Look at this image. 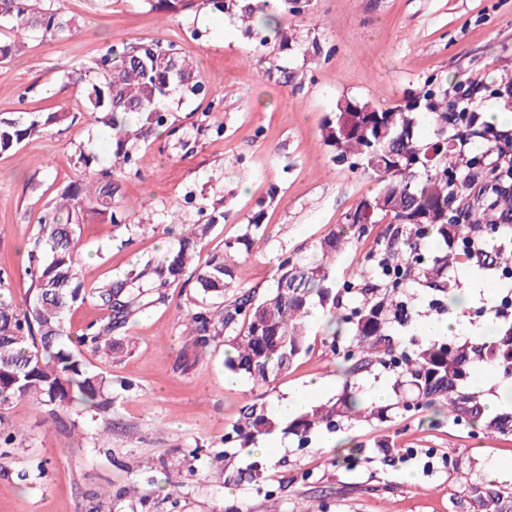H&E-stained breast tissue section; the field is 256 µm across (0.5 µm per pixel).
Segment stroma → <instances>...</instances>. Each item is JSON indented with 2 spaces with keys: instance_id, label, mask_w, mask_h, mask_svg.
<instances>
[{
  "instance_id": "stroma-1",
  "label": "stroma",
  "mask_w": 512,
  "mask_h": 512,
  "mask_svg": "<svg viewBox=\"0 0 512 512\" xmlns=\"http://www.w3.org/2000/svg\"><path fill=\"white\" fill-rule=\"evenodd\" d=\"M50 2L75 34L30 38L17 56L0 61V115L75 116L0 153V272L18 302L31 285L27 253L40 218L83 177L80 150L110 156L109 131L93 122L80 86L67 79L108 45L174 44L197 62L206 92L171 96L166 125L139 141L133 169L117 175L114 199L129 208L128 229L113 230L85 211L76 236L89 286L156 259L172 243L173 221L202 224L218 207L224 222L197 265L262 213L264 244L239 260L243 286L265 291L280 258L308 251L377 188L362 170L337 162L326 141L338 102L390 108L430 79L449 96L468 95L486 116L505 110L488 85L512 83V0H302L295 12L270 0L288 34L285 51L267 41L263 26L245 28L236 8L172 16L142 0ZM195 293L189 270L169 288L166 304L130 324L122 353L106 361L84 352L114 383L105 441L78 411L53 422L28 399L0 409V442L7 444L0 512H295L300 503L306 512H512L510 434L416 410L342 419L304 442L283 433L277 407L305 386L326 382L312 399L318 405L348 382L370 399L396 380L378 365L346 376L350 339L327 336L322 309L310 318V352L272 383L256 386L228 371L220 348L181 373ZM402 299L409 319L392 335L411 350L425 344L421 323L443 315L448 296L418 286ZM124 381L133 390H122ZM247 409L278 427L242 448L230 436ZM356 443L364 447L358 460L336 461L337 448Z\"/></svg>"
}]
</instances>
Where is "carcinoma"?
Returning a JSON list of instances; mask_svg holds the SVG:
<instances>
[{"instance_id": "carcinoma-1", "label": "carcinoma", "mask_w": 512, "mask_h": 512, "mask_svg": "<svg viewBox=\"0 0 512 512\" xmlns=\"http://www.w3.org/2000/svg\"><path fill=\"white\" fill-rule=\"evenodd\" d=\"M40 2L0 0L1 60L17 53L29 33L56 40L72 32L71 20ZM144 2L155 12L173 15L206 6L222 13L225 8L224 0ZM268 5L269 0H252L241 6L242 21H259L274 29L279 41H288L276 17L267 13ZM72 81L83 85L86 111L112 131L113 163L103 164L91 151L79 153L88 174L79 186L64 188L62 203L41 218V236L28 252L31 287L22 305L4 296L6 279L0 276V407L32 399L55 421L79 408L102 419L109 429L112 378L92 370L82 351L107 359L119 354L132 318L149 304L165 302V289L193 266L198 247L224 221V212L215 209L205 223L182 228L163 259L149 260L96 288H85L73 225L83 221L88 204L120 227L124 211L112 206L118 189L114 176L132 167L140 138L165 125L164 103L172 93L198 95L204 87L193 62L173 45L159 42L110 45ZM420 113L429 115L434 126V137L425 143L418 133ZM68 117L67 112L0 117V151L11 150ZM328 127L327 142L335 148L336 158L362 168L379 185L355 207L358 211L371 206V225H382L376 253L369 257L376 278L356 271L337 285L336 257L356 231L365 228L346 219L313 245L311 253L283 257L273 284L262 295L249 288L224 301V289L235 287L239 280L236 256L260 247L259 213L241 235L224 242L223 253L212 256L196 272L197 297L190 301L186 323L189 344L179 356V367L189 371L222 336L232 348L225 367L256 385L268 384L311 349L308 319L319 306L328 315L331 335L348 330L350 347L356 349L350 356L360 354L346 374H357L375 363L390 365L398 369L394 392L410 395L393 407L412 406L475 425L483 412L479 396L464 385L468 369L480 361L509 377L512 324L495 317L486 336L463 344L434 340L408 358L398 355L391 323L404 313L396 292L400 282L415 279L445 293L453 264L482 275L498 272L503 280L512 278L508 273L512 249L506 250V245L512 246V152L503 149L512 143V133L470 111L463 99L448 102V93L430 82L423 83L415 101L402 108L349 102L347 111L336 112ZM464 143L476 147L467 159L461 153ZM450 203L466 222L448 223L445 211ZM425 239L434 242L433 250L421 248ZM346 293L356 298L349 313ZM88 297L97 299L107 315L74 337L66 327L65 312ZM388 412V407L365 400L347 384L335 400L289 422L287 431L302 439L338 419H384ZM274 427L273 420L249 413L235 435L243 442L254 441ZM484 428L512 434V414H498Z\"/></svg>"}]
</instances>
